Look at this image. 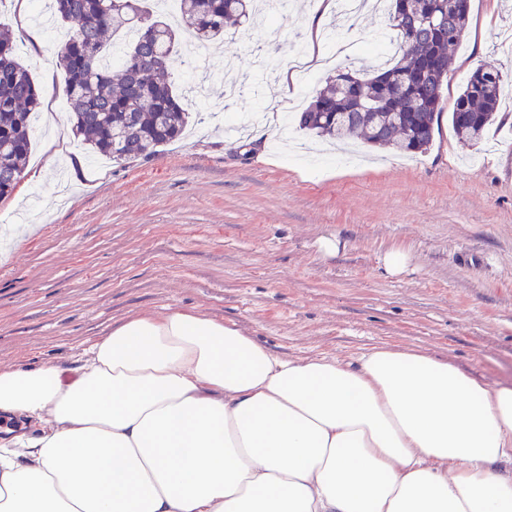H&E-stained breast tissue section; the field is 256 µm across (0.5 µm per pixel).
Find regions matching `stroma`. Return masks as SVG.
<instances>
[{"label":"stroma","mask_w":512,"mask_h":512,"mask_svg":"<svg viewBox=\"0 0 512 512\" xmlns=\"http://www.w3.org/2000/svg\"><path fill=\"white\" fill-rule=\"evenodd\" d=\"M0 22L41 98L25 175L0 202L1 366L69 362L133 313L192 308L287 358L417 350L512 385V55L500 49L512 0H470L444 88L450 104L475 69L501 70L507 94L486 140L468 144L445 122L423 153L356 140L348 163L304 131L262 148L255 138L338 66L316 40L293 45L295 32L333 29L360 62L391 35L386 12L352 24L290 0L272 23L225 32L194 72L168 71L179 92L202 87L184 138L120 163L73 131L57 57L68 23L20 20L16 0H0ZM272 43L279 53L262 61ZM287 69L305 85L283 83ZM229 81L241 94L228 109ZM397 251L407 263L391 274Z\"/></svg>","instance_id":"stroma-1"}]
</instances>
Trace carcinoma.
<instances>
[{"mask_svg": "<svg viewBox=\"0 0 512 512\" xmlns=\"http://www.w3.org/2000/svg\"><path fill=\"white\" fill-rule=\"evenodd\" d=\"M71 24L58 53L76 134L94 154L114 161L155 153L184 134L190 119L185 97L164 80L183 45L206 47L231 27L249 28L259 0H180L181 17L165 20L152 0H51ZM469 0H390L388 15L398 50L384 65L348 67L326 81L300 112L298 128L330 141L361 137L378 148L422 153L433 141L445 109L444 83L452 50L464 39ZM418 18L406 29L404 15ZM447 17L448 31L431 29V14ZM121 31L133 38L109 39ZM503 76L475 70L458 93L448 122L463 140L480 142L495 123ZM379 102L371 108V101ZM32 75L14 48V33L0 30V200L23 178L31 151V115L40 107Z\"/></svg>", "mask_w": 512, "mask_h": 512, "instance_id": "1", "label": "carcinoma"}]
</instances>
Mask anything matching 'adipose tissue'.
Returning a JSON list of instances; mask_svg holds the SVG:
<instances>
[{"label": "adipose tissue", "instance_id": "obj_1", "mask_svg": "<svg viewBox=\"0 0 512 512\" xmlns=\"http://www.w3.org/2000/svg\"><path fill=\"white\" fill-rule=\"evenodd\" d=\"M0 512H512V386L428 354L286 359L194 309L0 367Z\"/></svg>", "mask_w": 512, "mask_h": 512}]
</instances>
